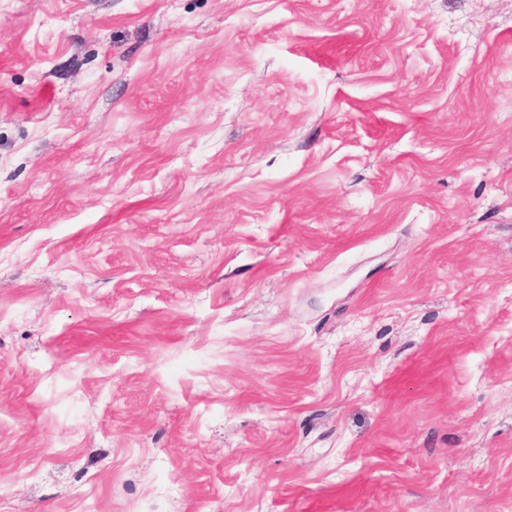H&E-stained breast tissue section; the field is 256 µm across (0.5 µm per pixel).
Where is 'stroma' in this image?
Wrapping results in <instances>:
<instances>
[{
  "instance_id": "35a3bbf8",
  "label": "stroma",
  "mask_w": 512,
  "mask_h": 512,
  "mask_svg": "<svg viewBox=\"0 0 512 512\" xmlns=\"http://www.w3.org/2000/svg\"><path fill=\"white\" fill-rule=\"evenodd\" d=\"M0 512H512V0H0Z\"/></svg>"
}]
</instances>
